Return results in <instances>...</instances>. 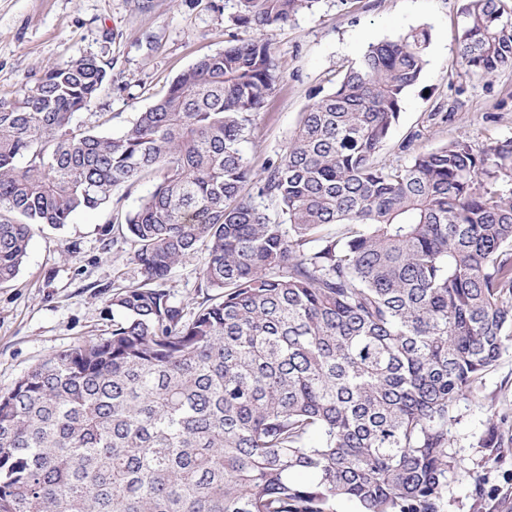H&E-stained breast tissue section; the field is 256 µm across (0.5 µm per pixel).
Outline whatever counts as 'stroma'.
<instances>
[{"mask_svg": "<svg viewBox=\"0 0 512 512\" xmlns=\"http://www.w3.org/2000/svg\"><path fill=\"white\" fill-rule=\"evenodd\" d=\"M461 6L462 0H319L313 11L275 27L269 38L282 78L243 144L253 169L280 156L302 112L369 43L415 28L430 34L427 64L378 162L402 166L413 153L457 139L477 146L512 140V68L483 77L461 65ZM235 11L233 0H0V99L35 84L50 66L94 54L109 62L110 79L79 121L120 134L197 60L229 40L252 38L234 24ZM152 187L148 180L125 184L63 228L36 230L18 277L0 286V390L53 354L109 335L106 297L141 279L124 216ZM202 261L197 253L172 268L164 287L174 302L192 309L202 301ZM453 416L456 466L440 512H512V347ZM492 422L501 447H477Z\"/></svg>", "mask_w": 512, "mask_h": 512, "instance_id": "stroma-1", "label": "stroma"}]
</instances>
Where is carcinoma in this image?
<instances>
[{
	"label": "carcinoma",
	"instance_id": "obj_1",
	"mask_svg": "<svg viewBox=\"0 0 512 512\" xmlns=\"http://www.w3.org/2000/svg\"><path fill=\"white\" fill-rule=\"evenodd\" d=\"M235 2L254 37L119 135L76 122L109 80L91 54L0 100V285L36 228L155 181L125 218L142 281L107 297L110 335L0 391V512H439L454 405L512 346V140L377 162L426 65L416 29L370 45L256 173L268 34L317 0ZM458 53L511 67L512 5L464 0ZM201 245L212 294L188 314L161 283Z\"/></svg>",
	"mask_w": 512,
	"mask_h": 512
}]
</instances>
